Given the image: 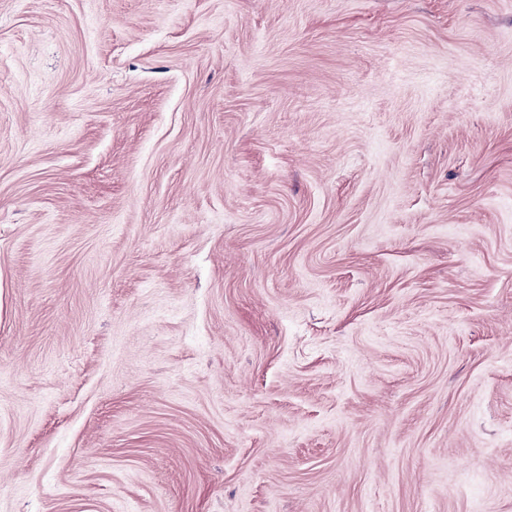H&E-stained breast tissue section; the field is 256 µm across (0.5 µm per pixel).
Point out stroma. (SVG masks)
I'll list each match as a JSON object with an SVG mask.
<instances>
[{"label":"stroma","instance_id":"1","mask_svg":"<svg viewBox=\"0 0 512 512\" xmlns=\"http://www.w3.org/2000/svg\"><path fill=\"white\" fill-rule=\"evenodd\" d=\"M0 512H512V0H0Z\"/></svg>","mask_w":512,"mask_h":512}]
</instances>
